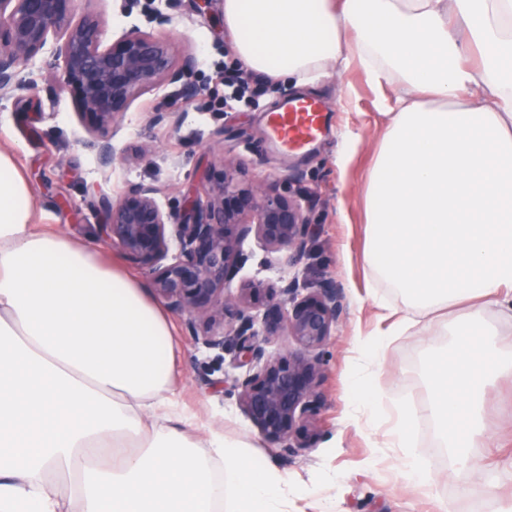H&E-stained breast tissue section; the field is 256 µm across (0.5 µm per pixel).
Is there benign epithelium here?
<instances>
[{
    "label": "benign epithelium",
    "instance_id": "benign-epithelium-1",
    "mask_svg": "<svg viewBox=\"0 0 512 512\" xmlns=\"http://www.w3.org/2000/svg\"><path fill=\"white\" fill-rule=\"evenodd\" d=\"M75 2L0 0V91L19 84L22 68L34 83L37 61L51 55L80 123L99 137L98 164L106 173L121 155L108 130L147 91L172 87L184 98L197 96L192 80L197 59L175 57L167 41L138 27L106 43L100 16L89 11L74 19ZM162 192L149 181L128 187L115 201L102 195L101 236L144 270L173 313L192 327L205 326L195 335L198 342L231 355L232 363L245 369L230 392L260 436L289 451L306 447L325 406L324 348L343 313V289L322 275L293 276L278 287L251 281L232 297L225 290L248 260L243 243L251 235L270 253L288 250L294 266L312 255L315 192L303 185L299 172L257 188L232 157L223 159L221 176L209 180L205 199L166 212L158 202ZM279 336L294 344L286 356L266 350Z\"/></svg>",
    "mask_w": 512,
    "mask_h": 512
}]
</instances>
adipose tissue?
Returning <instances> with one entry per match:
<instances>
[{
    "instance_id": "1",
    "label": "adipose tissue",
    "mask_w": 512,
    "mask_h": 512,
    "mask_svg": "<svg viewBox=\"0 0 512 512\" xmlns=\"http://www.w3.org/2000/svg\"><path fill=\"white\" fill-rule=\"evenodd\" d=\"M240 64L303 86L361 65L385 123L363 194V260L408 315L459 309L428 363L431 398L400 410L405 476L419 417L467 467L484 397L512 357L483 314L512 318V0H224ZM34 194L0 150V512H284L285 483L245 440H197L173 399L172 320L148 286L62 233L33 228ZM353 414L372 415L384 337L362 342Z\"/></svg>"
}]
</instances>
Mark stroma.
I'll use <instances>...</instances> for the list:
<instances>
[{
	"label": "stroma",
	"mask_w": 512,
	"mask_h": 512,
	"mask_svg": "<svg viewBox=\"0 0 512 512\" xmlns=\"http://www.w3.org/2000/svg\"><path fill=\"white\" fill-rule=\"evenodd\" d=\"M157 7L173 14L170 25L151 22ZM89 10L100 13L107 37L136 26L168 41L176 56L194 54L195 78L203 91L185 100L160 89L134 100L113 127L124 157L106 176L98 167L95 137L80 125L68 89L50 67H43L35 85L24 83L0 93V148L14 151L20 174L33 188L37 222L95 244L124 272L141 278L137 265L100 235L105 221L101 191L116 195L155 179L165 187L159 198L163 209L177 210L185 196H202L207 178L221 171L229 155L253 182L275 183L287 174L303 173L306 186L318 194L312 213L318 234L310 263L344 291V311L325 348L321 424L310 447L292 453L266 443L236 397L224 392L223 380L236 374L231 361L218 358L184 322H177L174 400L192 419L193 432L202 436L220 430L229 437H247L254 464L272 465L287 482V512H466L475 499L494 510L512 502V376L498 378L485 398V421L495 444L479 449L467 470L448 463L433 469L432 490L404 478L402 451L389 445L397 406L420 408L428 400L425 366L452 341L444 325L424 322L391 337L385 363L375 372L383 393L379 409L369 418L352 417L349 371L361 355L360 343L404 311L399 296L362 261L366 216L360 196L384 122L380 101L387 88L374 86L355 66L302 88L252 73L247 81L256 93L253 101L225 108L220 104V71L238 62L218 0L205 8L196 0H77L76 14ZM289 96L322 107L323 133L303 151H283L268 136L269 110ZM158 111L179 112L183 119L173 128L156 126L150 118ZM243 250L249 260L229 291L244 281L275 285L292 276L287 252L267 253L253 236Z\"/></svg>",
	"instance_id": "obj_1"
}]
</instances>
